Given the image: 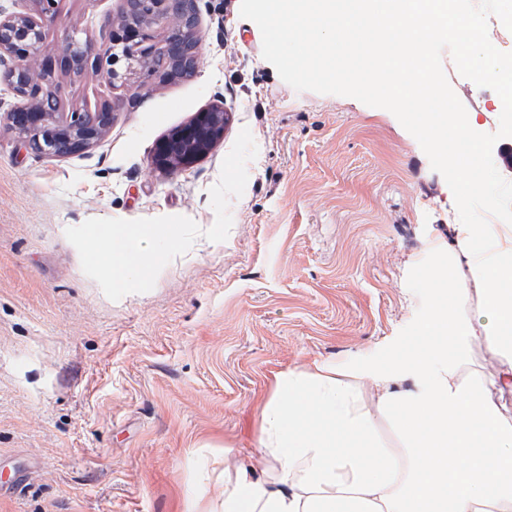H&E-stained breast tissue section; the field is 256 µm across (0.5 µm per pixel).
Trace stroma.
Masks as SVG:
<instances>
[{"label": "stroma", "mask_w": 512, "mask_h": 512, "mask_svg": "<svg viewBox=\"0 0 512 512\" xmlns=\"http://www.w3.org/2000/svg\"><path fill=\"white\" fill-rule=\"evenodd\" d=\"M241 0H202L189 79L109 86L58 77V108L115 105L108 134L65 157L21 146L0 112V512H202L220 497L224 444H256L273 372L379 363L415 344L436 295L424 279L459 221L448 185L388 110L296 91L262 55ZM116 0H59L44 57L72 29L97 39ZM443 71L481 132L495 92ZM223 104L224 139L171 178L157 141ZM258 148L228 238H197L145 293L110 300L66 228L181 215L210 228L208 190L242 128Z\"/></svg>", "instance_id": "obj_1"}]
</instances>
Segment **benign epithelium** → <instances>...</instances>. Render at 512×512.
I'll list each match as a JSON object with an SVG mask.
<instances>
[{
  "label": "benign epithelium",
  "mask_w": 512,
  "mask_h": 512,
  "mask_svg": "<svg viewBox=\"0 0 512 512\" xmlns=\"http://www.w3.org/2000/svg\"><path fill=\"white\" fill-rule=\"evenodd\" d=\"M38 12L8 11L0 5V80L15 93L9 109L12 128L24 146L47 156L80 153L96 145L112 126V103L92 112L57 111L55 68L37 66L44 20L55 16L57 0H39ZM119 19L99 30V50L74 32L61 67L74 76L91 69L104 72L110 85H128L140 77L162 78L179 68L194 76L200 63L202 35L198 27L201 0H119ZM164 24L165 47L145 46L153 28ZM229 114L215 105L160 139L150 165L163 177L176 175L206 155L224 136Z\"/></svg>",
  "instance_id": "7a95c632"
}]
</instances>
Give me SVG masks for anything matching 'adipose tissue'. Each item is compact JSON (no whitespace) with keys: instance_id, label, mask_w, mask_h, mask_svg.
<instances>
[{"instance_id":"ef3b65f1","label":"adipose tissue","mask_w":512,"mask_h":512,"mask_svg":"<svg viewBox=\"0 0 512 512\" xmlns=\"http://www.w3.org/2000/svg\"><path fill=\"white\" fill-rule=\"evenodd\" d=\"M427 280L419 340L388 365L321 361L275 373L258 406L262 470L224 448L207 512H512V414L470 350L512 360V226L463 224ZM476 304L477 320L462 318Z\"/></svg>"}]
</instances>
